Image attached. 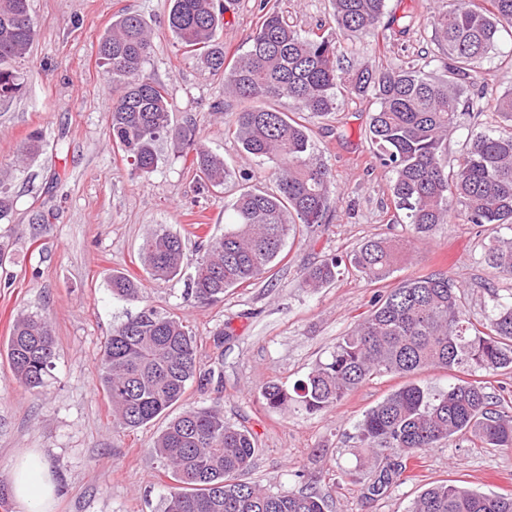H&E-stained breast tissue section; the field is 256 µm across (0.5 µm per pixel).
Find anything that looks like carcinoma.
Instances as JSON below:
<instances>
[{"mask_svg": "<svg viewBox=\"0 0 512 512\" xmlns=\"http://www.w3.org/2000/svg\"><path fill=\"white\" fill-rule=\"evenodd\" d=\"M167 26L178 43L214 75H224L225 92L239 101L235 134L243 152L272 164L275 190L244 189L224 208V236L202 246L188 290L200 303L224 297L269 273L285 239L298 224H328L336 210L330 169L313 150L308 128L277 110L292 98L303 112L336 111L338 94L368 97L375 110L367 138L380 166L392 174L391 194L417 237L450 217L449 201L461 206L466 224L512 229V132L470 136L456 169L442 162L448 131L463 112L489 109L512 123V91L475 92L479 63L496 50L502 28L512 29V0H448L434 20L441 50L440 74L413 66L377 64L351 72L338 57L341 39L374 30L386 0H331L336 30L306 35L269 8L250 36L248 50L232 62L224 57L219 32L222 0H171ZM36 29L29 0H0V102L19 94L22 73L3 68L23 58ZM153 38L144 19L123 13L101 37L98 56L112 82L109 132L112 145L132 173L148 176L161 163L157 144L169 140L176 152L193 154L200 187H221L229 172L224 158L199 144L193 118L176 123L164 88L144 73ZM407 244L387 236L365 241L350 266L370 283L387 280L405 257ZM150 275L171 280L186 260L182 236L165 227L151 231L140 246ZM485 263L512 278V238L494 237ZM341 261L308 269L309 288L336 280ZM112 295L137 298V280L112 275ZM198 340L174 314L148 308L106 337L98 373L112 403V417L138 429L163 415L183 397L198 369ZM14 376L29 390L42 388L51 374L55 350L48 322L37 314L18 318L8 341ZM430 367L494 373L512 369V301L500 302L487 322L466 319L458 287L446 273L408 280L379 295L368 314L340 337L327 359L287 387H261L265 405L289 402L316 414L367 380L414 374ZM364 450L362 466L374 476L380 495L403 481L406 460L456 434L471 433L488 448L512 449V416L495 409L480 381L459 380L439 392L407 384L369 409L357 425ZM257 441L246 427L224 420L220 402L189 409L170 419L153 445L172 481L164 512H325L316 493L268 489L241 479L251 468ZM410 512H512V495L481 493L465 486L427 488Z\"/></svg>", "mask_w": 512, "mask_h": 512, "instance_id": "carcinoma-1", "label": "carcinoma"}]
</instances>
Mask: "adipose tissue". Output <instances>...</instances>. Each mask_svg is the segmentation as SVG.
Listing matches in <instances>:
<instances>
[{
  "mask_svg": "<svg viewBox=\"0 0 512 512\" xmlns=\"http://www.w3.org/2000/svg\"><path fill=\"white\" fill-rule=\"evenodd\" d=\"M11 491L24 512H53L55 483L39 453L25 454L16 461Z\"/></svg>",
  "mask_w": 512,
  "mask_h": 512,
  "instance_id": "1",
  "label": "adipose tissue"
}]
</instances>
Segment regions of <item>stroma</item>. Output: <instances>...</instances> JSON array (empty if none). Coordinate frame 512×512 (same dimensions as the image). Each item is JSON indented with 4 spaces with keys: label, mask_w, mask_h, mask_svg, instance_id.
I'll return each instance as SVG.
<instances>
[{
    "label": "stroma",
    "mask_w": 512,
    "mask_h": 512,
    "mask_svg": "<svg viewBox=\"0 0 512 512\" xmlns=\"http://www.w3.org/2000/svg\"><path fill=\"white\" fill-rule=\"evenodd\" d=\"M267 3L298 31L335 28L330 0H224L226 58L248 49ZM446 6L447 0H387L385 20L414 15L412 30L399 37L384 25L344 41L343 64L430 68L437 52L430 13ZM170 7V0H31L37 33L26 56L12 63L24 87L0 103V189L15 200L10 223L0 224V512H24L11 493V469L32 450L44 453L57 485L54 512H162L170 481L153 442L167 417L123 429L112 420L98 378L106 336L148 306L186 320L198 340L203 378L189 385L168 417L221 401L225 420L247 426L257 439L247 481L321 494L326 512H408L422 491L442 482L512 495V450L453 436L419 455L409 480L383 496H368L357 423L406 383L433 393L447 388L456 378L448 370L374 378L317 414L295 403L270 409L260 395L268 381L304 378L368 314L376 295L404 281L447 273L463 293L466 317L476 324L512 296V279L483 261L489 236L484 228L454 217L419 238L397 223L391 175L375 161L366 139L372 100L344 96L337 111L324 117L299 111L294 100L279 101L281 111L307 127L315 154L334 176L338 200L330 223L301 225L288 237L271 276L228 289L212 304L188 294L192 264L173 280L150 278L139 256L146 234L161 226L180 232L187 255H194L199 238L223 236L224 206L244 184L230 180L218 189L197 190L189 160L166 141L159 145L162 162L154 173L132 174L109 136L112 84L97 53L113 17L134 12L153 28L145 73L167 89L176 118H194L202 144L223 156L228 168H250L247 185H273L268 164L246 157L233 135L239 104L225 95L223 77L185 54L168 30ZM480 72L498 91L512 90V32L501 31ZM217 102L223 111H213ZM507 130L496 112L462 115L444 159L458 165L469 133ZM34 131L41 133L44 149L17 165L16 153ZM37 213L47 215V226L33 224ZM378 235L408 243L405 263L386 281L371 284L346 268L329 285L303 287L309 267L333 256L349 259ZM116 272L142 282L141 299L113 296ZM32 313L47 320L55 341V368L38 392L15 379L1 352L14 321Z\"/></svg>",
    "instance_id": "obj_1"
}]
</instances>
